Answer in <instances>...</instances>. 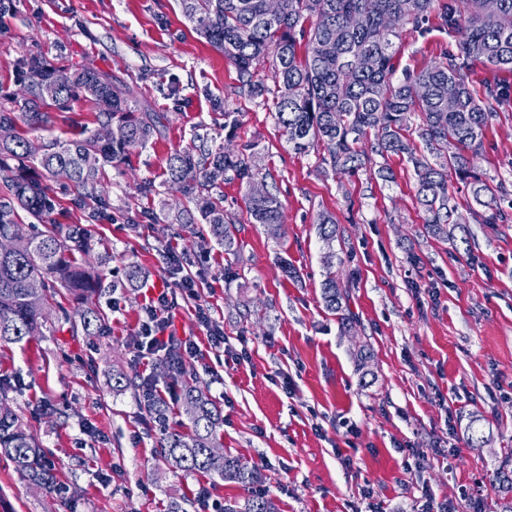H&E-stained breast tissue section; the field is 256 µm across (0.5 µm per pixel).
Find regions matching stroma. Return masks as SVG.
I'll use <instances>...</instances> for the list:
<instances>
[{
    "label": "stroma",
    "mask_w": 512,
    "mask_h": 512,
    "mask_svg": "<svg viewBox=\"0 0 512 512\" xmlns=\"http://www.w3.org/2000/svg\"><path fill=\"white\" fill-rule=\"evenodd\" d=\"M457 39L428 25L397 45V72L419 71L455 51ZM41 55L66 71L109 74L137 106L169 123L128 165L107 168L103 208L84 207L74 188H58L49 221L89 225L99 269L112 294L96 304L108 318L104 336L60 333L0 347V378L10 404L37 434L55 464L58 495L28 483L0 460V512H197L199 486L221 502L247 496L236 483L170 467L158 454L133 390L112 377L150 374L167 402V425L186 431L176 383L158 361L135 366L130 342L145 300L169 287L162 252L186 250L197 299H179L174 322L200 347L187 369L221 407L218 444L265 476L260 490L276 512H512L499 474L512 467V222L484 224L467 187L449 178L467 248L427 236L415 178L397 156L373 157L353 173H333L324 148L292 151L274 118L273 101L251 97L234 64L203 42L178 0H10L0 13V105L11 106L26 83L22 57ZM475 159L480 172L512 191V103L498 106ZM238 120L235 134L225 113ZM97 108L86 98L53 110L44 140L85 137ZM209 144L254 147L267 183L284 207L277 229L243 225L244 264L224 275L223 248L182 229L180 194L167 190L166 161L196 135ZM394 173L380 177V165ZM151 184L152 194L141 185ZM336 218L334 244L355 317L341 332L321 299L326 249L317 217ZM288 258L295 278L278 258ZM144 281L118 287L129 265ZM209 303L224 345L247 347L246 361L220 360L194 316ZM373 352L369 375L355 359ZM290 388H283V381ZM479 419L480 447L467 426ZM94 425L99 437L82 435ZM418 456H411V449Z\"/></svg>",
    "instance_id": "1"
}]
</instances>
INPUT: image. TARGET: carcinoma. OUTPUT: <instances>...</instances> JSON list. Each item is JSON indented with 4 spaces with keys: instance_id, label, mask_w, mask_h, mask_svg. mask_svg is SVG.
Here are the masks:
<instances>
[{
    "instance_id": "cac0c4a2",
    "label": "carcinoma",
    "mask_w": 512,
    "mask_h": 512,
    "mask_svg": "<svg viewBox=\"0 0 512 512\" xmlns=\"http://www.w3.org/2000/svg\"><path fill=\"white\" fill-rule=\"evenodd\" d=\"M193 30L236 67L239 81L254 98L269 93L256 67L269 62L276 88L274 117L290 148L305 154L323 144V164L336 173L355 172L371 161L396 155L411 165L416 201L424 211L428 236L452 245L468 243L467 226L455 218L457 208L448 189L453 174L470 186L476 204L484 208L485 224H505L512 218L501 201L509 192L504 183H488L474 166L483 148L485 131L497 119L491 100L512 98V86L497 85L487 96L477 95L468 72L481 64L512 71V0H281L271 15L266 0H179ZM435 16L440 28L458 36L456 50L418 72L396 76V42L406 27L420 29ZM311 21L305 28V21ZM304 53H299L300 48ZM370 55L364 69L358 58ZM21 64L29 76L21 111L0 106V181L11 196L0 199V345L20 344L45 332L78 331L102 335L105 316L92 307L72 310L58 306L57 324L48 325L57 289L89 302L105 285L95 262V244L80 224H57L44 234L31 235L18 223V212L41 218L53 207L46 179L65 173L86 199L102 202L98 194L105 167L124 163L130 152L146 147L165 128L163 112H141L112 82L94 69L63 73L42 57L30 55ZM459 88L457 107L448 110L442 88ZM80 97L93 101L98 128L78 140L39 142L17 131L18 122L38 130L50 121L45 108ZM222 169L245 185L259 175L254 153L244 146L231 152L224 145H193L167 158L166 184L188 206L178 212L181 224H203L205 233L241 261L236 239L241 223L224 211V196L212 192L211 171ZM251 224H280L283 207L272 188L264 197L245 195ZM318 234L333 248L337 225L329 213L318 218ZM41 279L40 293L29 290ZM326 309L338 316L341 330L353 328L336 272L322 283ZM183 408L189 420L185 432L162 431L158 453L184 471H198L253 489L263 482L260 470L238 456H215L221 409L197 385L182 382ZM140 406L159 418L166 403L156 394L142 395ZM0 457L24 478L50 493L56 488L50 452L9 405L8 384L0 380ZM271 500L249 494L224 506V512H274Z\"/></svg>"
}]
</instances>
